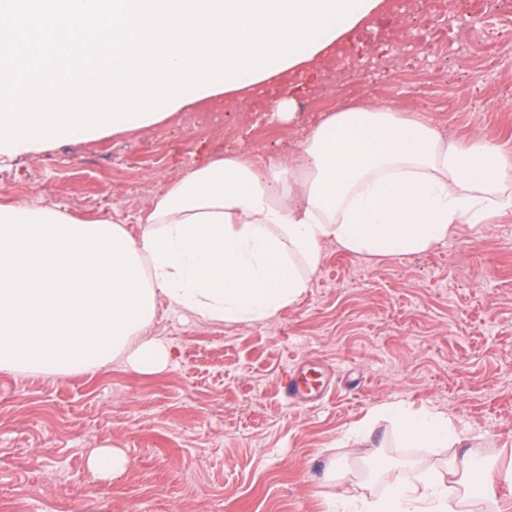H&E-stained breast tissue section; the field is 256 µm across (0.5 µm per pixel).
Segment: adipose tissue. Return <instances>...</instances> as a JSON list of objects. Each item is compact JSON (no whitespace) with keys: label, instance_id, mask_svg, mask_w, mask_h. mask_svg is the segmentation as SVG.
I'll return each mask as SVG.
<instances>
[{"label":"adipose tissue","instance_id":"1","mask_svg":"<svg viewBox=\"0 0 512 512\" xmlns=\"http://www.w3.org/2000/svg\"><path fill=\"white\" fill-rule=\"evenodd\" d=\"M512 212V150L448 140L422 113L342 107L299 129L286 155L215 153L167 182L139 236L55 206L0 205V372L140 374L171 350L148 336L159 301L198 320L260 323L307 290L323 250L405 256L463 224ZM407 448H445L446 414L385 404ZM327 512H454L445 483H390L372 500L342 483Z\"/></svg>","mask_w":512,"mask_h":512}]
</instances>
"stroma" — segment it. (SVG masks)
<instances>
[{"label":"stroma","instance_id":"35a3bbf8","mask_svg":"<svg viewBox=\"0 0 512 512\" xmlns=\"http://www.w3.org/2000/svg\"><path fill=\"white\" fill-rule=\"evenodd\" d=\"M428 31L399 26L403 0L359 30L344 64L324 58L294 90L296 120L367 102L419 109L452 139L512 148V19L487 0L472 39L456 33L465 0ZM294 129L261 121L250 102H202L164 123L85 141L54 138L0 156V203L58 206L141 232L155 192L218 147L287 153ZM149 333L172 349L162 372L114 361L84 375L0 373V512H325L348 479L386 492L387 475L447 479L452 453L473 451L496 472V499L452 493L457 512H512V213L464 224L416 255L360 258L326 247L300 300L254 324L204 323L159 305ZM311 364L327 392L311 404L279 395L286 372ZM399 402L447 413L454 448L403 447L371 420ZM122 449L129 469L94 480L97 447Z\"/></svg>","mask_w":512,"mask_h":512}]
</instances>
